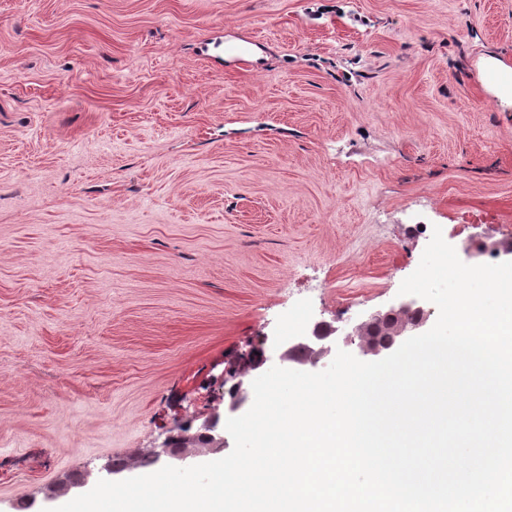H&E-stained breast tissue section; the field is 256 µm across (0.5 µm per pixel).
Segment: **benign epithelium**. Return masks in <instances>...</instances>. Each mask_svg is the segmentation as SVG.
<instances>
[{
    "mask_svg": "<svg viewBox=\"0 0 512 512\" xmlns=\"http://www.w3.org/2000/svg\"><path fill=\"white\" fill-rule=\"evenodd\" d=\"M419 310L421 307L417 305V301L410 298L400 301L384 311H372L361 318L350 320L342 329L317 323L311 332L300 336L296 342L280 340L275 344L277 366L290 369L292 361L304 353L307 355V359L303 361V367L308 370L322 368L326 364V359L336 350L338 341L343 342L346 346L357 345V355L363 359L382 360L397 350L407 339L428 331L425 318L417 315ZM403 312L414 316V319L401 325L392 336L370 344L355 343L356 336L365 324L385 321ZM221 419H223V415L215 412L202 425L204 435L214 443L213 452L215 453L224 451V447H226L224 430L219 428ZM152 453L156 462H163L170 466L185 468L197 464L195 456L175 447L170 438L166 439L161 446L152 449Z\"/></svg>",
    "mask_w": 512,
    "mask_h": 512,
    "instance_id": "benign-epithelium-1",
    "label": "benign epithelium"
}]
</instances>
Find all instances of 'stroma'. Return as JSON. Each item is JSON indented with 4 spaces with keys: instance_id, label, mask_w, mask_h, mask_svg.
<instances>
[{
    "instance_id": "35a3bbf8",
    "label": "stroma",
    "mask_w": 512,
    "mask_h": 512,
    "mask_svg": "<svg viewBox=\"0 0 512 512\" xmlns=\"http://www.w3.org/2000/svg\"><path fill=\"white\" fill-rule=\"evenodd\" d=\"M489 53L512 0H0V512L228 406L298 299L397 302L421 225L512 243Z\"/></svg>"
}]
</instances>
